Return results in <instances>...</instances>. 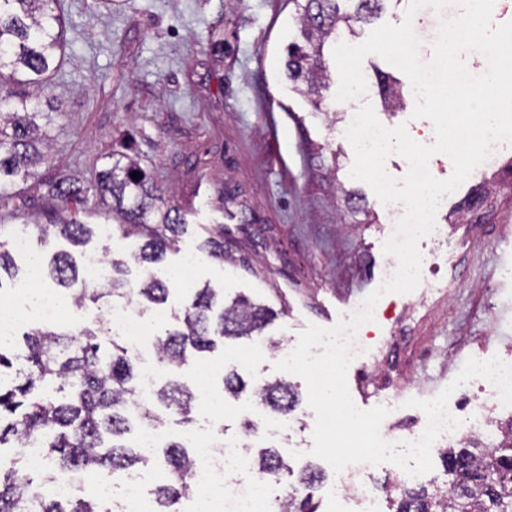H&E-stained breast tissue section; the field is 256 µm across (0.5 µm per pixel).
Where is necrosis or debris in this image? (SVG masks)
<instances>
[{
  "label": "necrosis or debris",
  "instance_id": "obj_1",
  "mask_svg": "<svg viewBox=\"0 0 512 512\" xmlns=\"http://www.w3.org/2000/svg\"><path fill=\"white\" fill-rule=\"evenodd\" d=\"M17 308L0 312V339L13 336L18 325L28 317L43 323H54L64 316L57 294L43 285L40 267H31L24 288L16 292ZM108 331L126 340L130 349H137L145 337L144 317L132 304L115 305L106 314ZM498 390L486 379L475 378L458 387L448 401V411L460 418L456 430L444 433L436 441V448L453 444L466 433L493 437L491 411L499 407ZM182 441L194 450L195 467L192 482L194 493L189 498L190 512H278L288 490L273 494V478L256 476L240 478L246 467L239 442L221 440L213 442L202 429L188 427L181 433ZM98 499L111 503L114 512H155L153 500L147 490L144 474L130 472L121 482L95 480Z\"/></svg>",
  "mask_w": 512,
  "mask_h": 512
}]
</instances>
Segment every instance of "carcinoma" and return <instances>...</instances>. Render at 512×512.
Segmentation results:
<instances>
[{"label":"carcinoma","mask_w":512,"mask_h":512,"mask_svg":"<svg viewBox=\"0 0 512 512\" xmlns=\"http://www.w3.org/2000/svg\"><path fill=\"white\" fill-rule=\"evenodd\" d=\"M301 9V41L287 46L286 75L294 90L320 108L330 75L324 50L336 45L342 33L355 34L354 26L375 17L384 0H352L353 10H341L342 0H293ZM66 44L61 0H0V207L17 197L15 178L36 175L45 163L50 142V113L42 108L44 86L61 73L57 55ZM139 173L134 179L131 173ZM47 195L57 201L55 219L49 224H28L29 235L45 244L63 238L82 249L99 227L86 224L69 203L83 209L103 207L119 223L121 236L137 235L139 249L131 254L146 269L137 288L124 279L123 263L111 261V277L92 287L79 276L73 255L55 253L48 275L68 291L72 305L108 304L116 298H134L143 308L167 302L170 273L157 264L177 245L184 213L165 203L161 192L140 168L120 162L99 172L93 182L68 174L46 183ZM11 224H0V289L5 279L16 278L9 249ZM208 256L224 260V237L203 242ZM272 310L239 296L224 304V293L206 285L195 291L178 325L155 338L159 361L176 373L197 353L211 352L216 339L262 336L271 324ZM98 334L85 327L72 333L68 327L31 328L23 333L24 352L13 354L0 347V451L6 444L25 448L28 442L42 449L48 463L42 473L23 468L0 469V512H103L87 497L59 499L45 486L56 468L91 471L101 478L133 470L147 460L124 436L148 425L172 420L190 422L193 394L177 381L167 380L153 399L135 401L131 352L112 344L101 349ZM224 397L237 399L247 382L231 367L222 378ZM253 396L277 414H288L298 403L293 385L278 379L253 388ZM500 442L489 448L467 442L463 448L440 451L450 486L429 490L403 487L396 512H512V420L499 426ZM167 471L155 490L157 512H178L177 505L191 489L192 449L172 442L157 451ZM260 473L284 476L292 472L274 450L261 448L250 456ZM284 512H316L312 496L291 497Z\"/></svg>","instance_id":"1"}]
</instances>
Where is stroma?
Segmentation results:
<instances>
[{"mask_svg": "<svg viewBox=\"0 0 512 512\" xmlns=\"http://www.w3.org/2000/svg\"><path fill=\"white\" fill-rule=\"evenodd\" d=\"M68 46L64 81L45 90L54 113L42 178L65 172L93 179L109 159L132 158L182 207L186 223L165 268L198 254L186 278L172 279L169 299L148 312L152 335L183 313L192 289L220 288L273 307L265 334L296 344L308 324L330 328L376 289L390 262L387 206L351 179L354 152L344 136L347 107L327 91L321 107L285 76L288 43L299 37L294 0H64ZM223 46H215L216 36ZM431 232L418 242L421 281L391 294L396 315L367 340V385L347 372L362 409L388 408L381 428L408 432L421 418L408 399L434 398L471 357L512 359V145L476 168L448 195ZM224 235V260L201 254V241ZM248 339L195 357L185 382L209 371L204 395L221 397L224 366ZM274 353L243 370L257 384L287 378L299 403L281 436L250 395L224 400L213 416L193 409V424L240 439L250 450L274 447L293 469L311 455L315 414L305 381L276 370ZM257 429L244 434L245 421Z\"/></svg>", "mask_w": 512, "mask_h": 512, "instance_id": "obj_1", "label": "stroma"}]
</instances>
